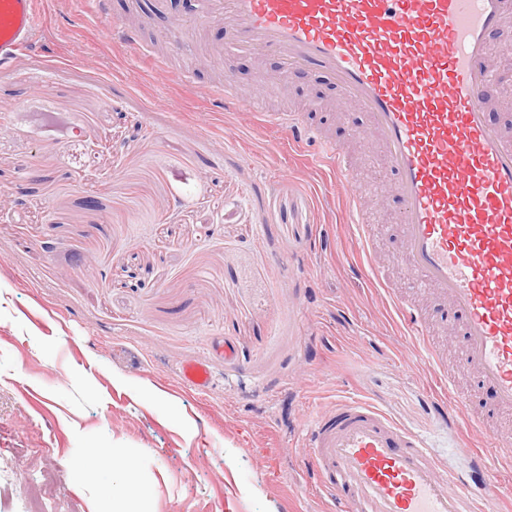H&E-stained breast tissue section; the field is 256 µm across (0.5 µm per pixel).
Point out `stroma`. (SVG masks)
<instances>
[{
  "label": "stroma",
  "mask_w": 512,
  "mask_h": 512,
  "mask_svg": "<svg viewBox=\"0 0 512 512\" xmlns=\"http://www.w3.org/2000/svg\"><path fill=\"white\" fill-rule=\"evenodd\" d=\"M39 36L0 70V512H112L135 465L131 512H326L303 474L310 408L358 395L423 436L467 480L478 512H506L473 479V449L381 285L421 306L392 237L398 207L379 144L357 145L334 83L239 58L249 109H228L204 45L177 22L201 0H38ZM493 110L512 119V21L493 46ZM348 148L374 212L360 251L337 177L264 127L281 103ZM456 390L486 393L434 324ZM188 360L211 387L179 385Z\"/></svg>",
  "instance_id": "35a3bbf8"
}]
</instances>
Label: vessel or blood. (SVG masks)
Here are the masks:
<instances>
[{"mask_svg":"<svg viewBox=\"0 0 512 512\" xmlns=\"http://www.w3.org/2000/svg\"><path fill=\"white\" fill-rule=\"evenodd\" d=\"M202 17L240 52L327 78L357 103L345 122L354 137L383 147L407 274L460 314L461 360L492 397V413L462 396L451 397L450 412L487 436L490 451L476 463L486 494L499 496L500 474L512 469V438L490 428L492 415H512V128L495 121L486 85L491 40L512 17V0H205ZM37 28L36 0H0V63ZM210 56L226 70L216 94L237 103L233 59L219 47ZM263 120L335 164L352 229L372 249L369 206L344 149L306 113L267 112ZM392 302L419 357L452 383L429 311L397 295ZM180 379L203 392L210 372L189 361ZM304 456L309 478L339 512H473L422 436L357 397L312 412Z\"/></svg>","mask_w":512,"mask_h":512,"instance_id":"1","label":"vessel or blood"}]
</instances>
